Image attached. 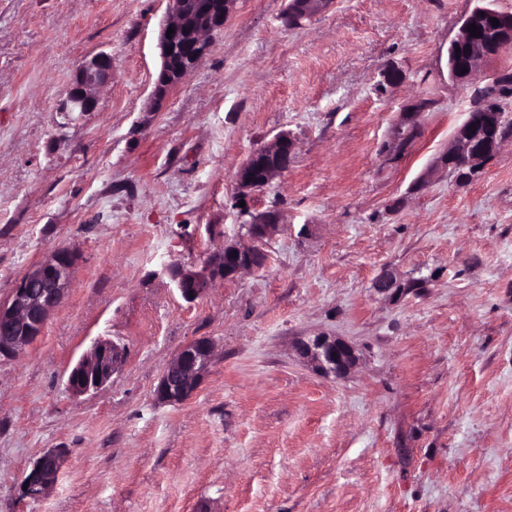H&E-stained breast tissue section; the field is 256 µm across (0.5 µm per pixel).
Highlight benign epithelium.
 Listing matches in <instances>:
<instances>
[{"label": "benign epithelium", "instance_id": "7a95c632", "mask_svg": "<svg viewBox=\"0 0 512 512\" xmlns=\"http://www.w3.org/2000/svg\"><path fill=\"white\" fill-rule=\"evenodd\" d=\"M170 16L161 29L159 49L162 69L158 91L164 92L177 85L205 57L207 36L224 28L234 11L236 0H205L192 10L188 0H169ZM330 0H288L282 21L295 27L321 9ZM499 21L493 26L491 19ZM481 29V36L472 37L469 24ZM174 34L167 35L168 29ZM470 49L466 54L467 72H455L457 82L467 80L483 62L496 58L512 47V14L504 13L490 4L475 6L463 19L459 34L450 41L449 48ZM112 78V57L105 53L84 59L77 68L73 82L63 103L64 112H92L96 109L97 92ZM483 105L468 113L456 128L448 149L439 162L460 181L471 179L512 138V127L503 121L499 89L500 79L488 85ZM420 109L413 103L400 113L393 129L397 142L390 159H395L417 133ZM296 141L287 132L254 149L239 166L236 173L237 189L248 197L269 186L288 169L296 154ZM280 224L275 212H264L252 217L245 225L249 243L224 246L218 253L208 255L199 265L187 268L177 261L165 265L164 271L174 283L181 297L192 302L202 297L218 280L231 278L245 271H258L260 245L273 236ZM79 256L67 248H58L44 254L14 288L9 299L0 302V359L13 358L41 335L51 312L61 303L70 285ZM379 293L394 294L403 288L401 280L391 273L383 274L375 283ZM303 359L326 376L341 379L356 365L354 348L335 336L319 335L297 344ZM125 350L111 340L96 341L90 351L70 370L67 387L79 396L96 392L106 386L121 367ZM216 351L212 339L195 338L177 350L165 365L156 396L169 404H181L196 392L207 369L215 362ZM64 463V451L53 448L45 451L32 465L22 480L27 488L20 489L21 497L37 502L43 499L56 482Z\"/></svg>", "mask_w": 512, "mask_h": 512}]
</instances>
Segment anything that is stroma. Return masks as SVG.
Returning a JSON list of instances; mask_svg holds the SVG:
<instances>
[{"label":"stroma","instance_id":"35a3bbf8","mask_svg":"<svg viewBox=\"0 0 512 512\" xmlns=\"http://www.w3.org/2000/svg\"><path fill=\"white\" fill-rule=\"evenodd\" d=\"M476 0H237L204 60L159 92L169 0H0V301L48 251L79 255L40 337L0 361V512H512V139L464 183L438 168L512 50L458 83L443 51ZM112 57L96 111H61L77 64ZM396 67L400 82L382 72ZM429 100L396 162L406 105ZM282 132L288 171L236 199L247 154ZM274 209L263 269L185 301L164 262H199ZM417 281L377 293L383 272ZM337 336L344 379L299 357ZM211 337L195 394L165 365ZM125 349L101 390L71 367ZM66 452L45 498L26 472ZM329 2L330 0H289L282 21L287 27L299 26ZM215 359V345L209 337H198L183 345L162 371L156 390L158 400L169 404L189 400ZM125 350L111 340H97L90 351L70 370L67 387L79 396L96 392L106 386L112 375L121 367ZM99 377V382H96Z\"/></svg>","mask_w":512,"mask_h":512}]
</instances>
